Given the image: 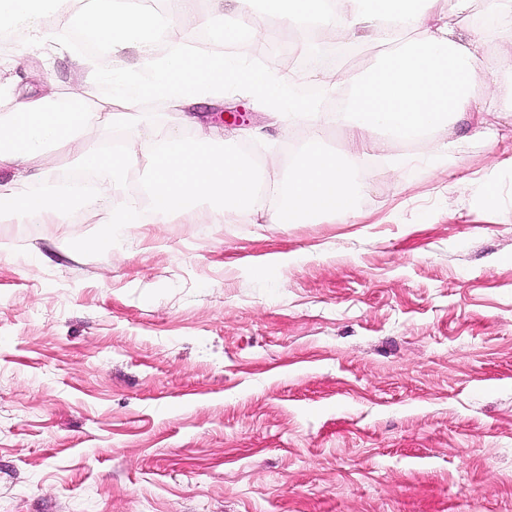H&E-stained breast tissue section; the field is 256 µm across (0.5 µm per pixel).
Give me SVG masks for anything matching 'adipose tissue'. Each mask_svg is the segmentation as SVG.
<instances>
[{"label": "adipose tissue", "mask_w": 512, "mask_h": 512, "mask_svg": "<svg viewBox=\"0 0 512 512\" xmlns=\"http://www.w3.org/2000/svg\"><path fill=\"white\" fill-rule=\"evenodd\" d=\"M69 0H0V22L27 23V36L50 41L41 19L50 10L65 11ZM263 14L280 20L279 35L288 37L313 29L330 39L338 32L360 36L371 31L384 46L378 66L352 83L349 99L336 112L321 111L310 99L287 93V78H271L261 71L218 54L192 49L173 41L156 52L157 30L140 0H87L84 28L112 55L136 49L142 75H125L84 66L81 85L65 97L26 96L13 85L0 84V171L12 179L0 183V224L40 221L66 223L76 198L50 172L39 189L16 193L15 183L28 180L50 150L67 149L74 165L108 171V182L93 186L84 202L107 211L101 236L83 239L87 250L99 249L111 237V225L138 224L142 212L136 200L120 190L130 167L145 164L149 171L150 214L154 223L168 224L200 201H208L216 220L226 212L249 213L260 200L255 187L260 176L233 150L220 145L218 133L184 137L176 125L144 123L138 106L147 96L177 108L205 101L220 102L224 90L246 84L263 96L289 124L302 126L305 145L276 193L282 203L274 218L278 224H317L327 218L346 220L356 215V194L350 173L366 157L387 160L394 141L418 143L460 115L482 112L493 103L500 112H512V56L496 68L486 64L484 44L465 33L461 24L470 15L473 0H263ZM418 31L417 39L404 35ZM104 84L111 92L87 105L84 88ZM345 122L354 141L349 152L326 148L324 132L332 122ZM128 132L119 148H88L85 138L105 139L114 126Z\"/></svg>", "instance_id": "1"}]
</instances>
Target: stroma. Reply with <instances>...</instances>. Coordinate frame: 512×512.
<instances>
[{"instance_id": "1", "label": "stroma", "mask_w": 512, "mask_h": 512, "mask_svg": "<svg viewBox=\"0 0 512 512\" xmlns=\"http://www.w3.org/2000/svg\"><path fill=\"white\" fill-rule=\"evenodd\" d=\"M84 0L21 36L0 74L42 94L80 61L139 72L70 37ZM260 12L200 0L180 33ZM371 40L295 56L294 94L374 68ZM242 112L250 137L233 135ZM272 183L305 143L250 89L198 108ZM396 141L415 164L357 171L355 222L277 224L278 198L213 223L115 229L105 212L0 224V512H512V115ZM463 140L449 166L426 160Z\"/></svg>"}]
</instances>
